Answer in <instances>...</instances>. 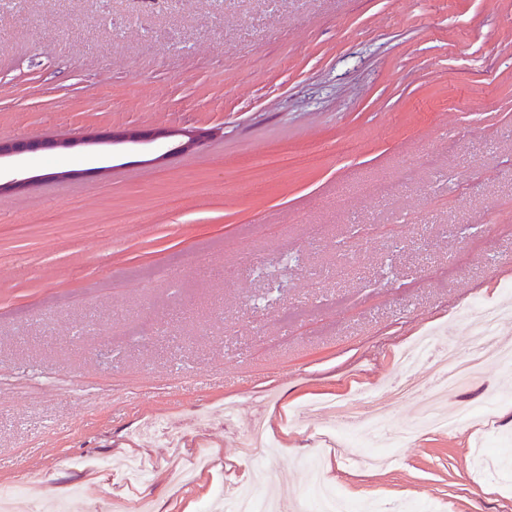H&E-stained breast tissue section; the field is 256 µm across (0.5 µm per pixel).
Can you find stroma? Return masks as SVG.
Returning a JSON list of instances; mask_svg holds the SVG:
<instances>
[{
	"label": "stroma",
	"instance_id": "obj_1",
	"mask_svg": "<svg viewBox=\"0 0 512 512\" xmlns=\"http://www.w3.org/2000/svg\"><path fill=\"white\" fill-rule=\"evenodd\" d=\"M128 129L156 141L101 169L84 138ZM19 138L73 145L0 192L11 507L200 512L245 472L303 494L317 458L377 512H512V364L369 468L321 437L342 417L298 416L379 389L418 337L464 352L476 304L512 302V0H0ZM258 423L277 445L242 459ZM128 456L146 481L96 466Z\"/></svg>",
	"mask_w": 512,
	"mask_h": 512
}]
</instances>
